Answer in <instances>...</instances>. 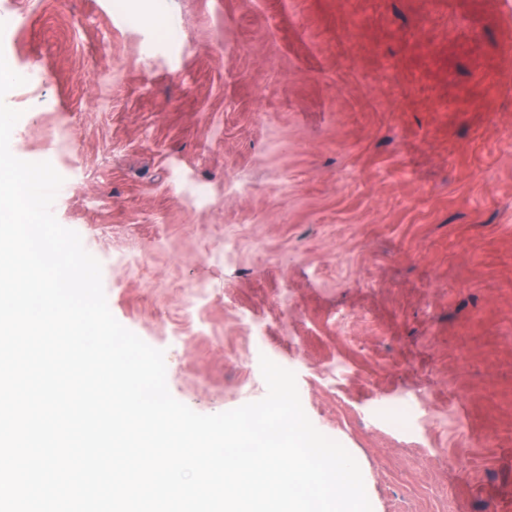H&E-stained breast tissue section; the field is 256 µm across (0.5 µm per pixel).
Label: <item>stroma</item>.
Wrapping results in <instances>:
<instances>
[{"label": "stroma", "mask_w": 512, "mask_h": 512, "mask_svg": "<svg viewBox=\"0 0 512 512\" xmlns=\"http://www.w3.org/2000/svg\"><path fill=\"white\" fill-rule=\"evenodd\" d=\"M10 149L216 414L293 371L372 512H512V0H0ZM499 84L485 92V77Z\"/></svg>", "instance_id": "1"}]
</instances>
